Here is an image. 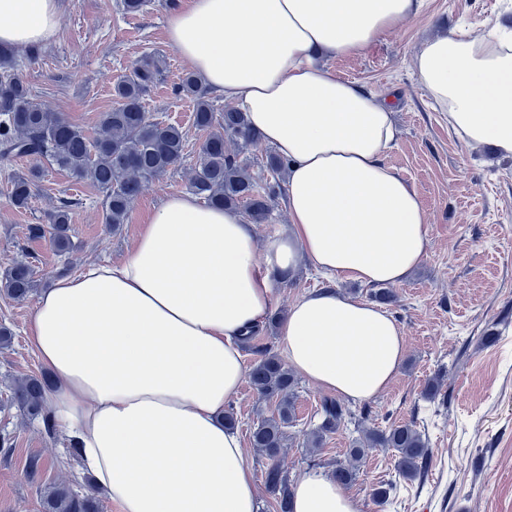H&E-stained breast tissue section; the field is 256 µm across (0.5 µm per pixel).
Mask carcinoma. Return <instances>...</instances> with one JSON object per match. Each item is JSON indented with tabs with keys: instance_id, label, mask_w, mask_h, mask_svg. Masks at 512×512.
<instances>
[{
	"instance_id": "obj_1",
	"label": "carcinoma",
	"mask_w": 512,
	"mask_h": 512,
	"mask_svg": "<svg viewBox=\"0 0 512 512\" xmlns=\"http://www.w3.org/2000/svg\"><path fill=\"white\" fill-rule=\"evenodd\" d=\"M13 58V49L0 46V158H43L78 181H91L103 193L105 224L113 231L119 230L144 183L176 167L184 156L182 127L154 119L145 111V96L160 74L159 59L144 56L134 63L129 75L116 82L113 91L117 106L101 113L98 131L89 137L64 113L53 112L34 98L23 77L12 70ZM177 94L193 103L194 124L207 132L191 171L190 190L211 207L237 210L243 206L252 223H270L273 200L287 163L268 152L271 180L258 184L249 172L245 153L261 144L263 136L250 126L246 113L234 108L216 111L209 89L190 71L182 76ZM228 141L237 143V151L226 150ZM38 178L35 170L15 178L10 191L15 207H29ZM72 206L67 199L59 201L49 215V223L33 225L30 234L49 237L60 254L69 252ZM35 275L32 262H16L0 275V294L26 298L35 286ZM248 379L260 397L278 399V415L260 419L251 429L249 443L267 460L264 483L279 512H293L291 480L280 458L285 429L296 422L297 379L288 365L268 349L251 366ZM49 383L42 374L23 377L15 382L10 401L25 417L41 419L46 431L52 433L57 424L43 405ZM317 416L318 422L306 432L311 448L322 447L326 436L351 417L352 411L339 399L324 398ZM367 447L394 450L397 470L405 478L415 476L428 452L420 432L409 425H397L385 432L363 430L348 448L346 460L333 470L336 482L346 485L355 478ZM41 506L42 512H102L96 490L81 491L68 482L49 487L41 496Z\"/></svg>"
}]
</instances>
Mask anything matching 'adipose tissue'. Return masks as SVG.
<instances>
[{
  "label": "adipose tissue",
  "mask_w": 512,
  "mask_h": 512,
  "mask_svg": "<svg viewBox=\"0 0 512 512\" xmlns=\"http://www.w3.org/2000/svg\"><path fill=\"white\" fill-rule=\"evenodd\" d=\"M425 0H188L168 40L201 81L288 164L289 226L253 225L188 194L166 196L130 251L57 278L28 334L51 375L44 404L82 469L119 512H257L258 488L224 411L243 383L240 340L300 261L331 277L397 285L425 258L427 214L384 160L391 108L320 64L355 56ZM60 0H0V44H45ZM436 110L464 142L512 153V44L438 36L413 56ZM289 366L337 396L370 401L394 380L403 333L384 309L324 290L280 326ZM294 512H362L334 478L293 486Z\"/></svg>",
  "instance_id": "obj_1"
}]
</instances>
